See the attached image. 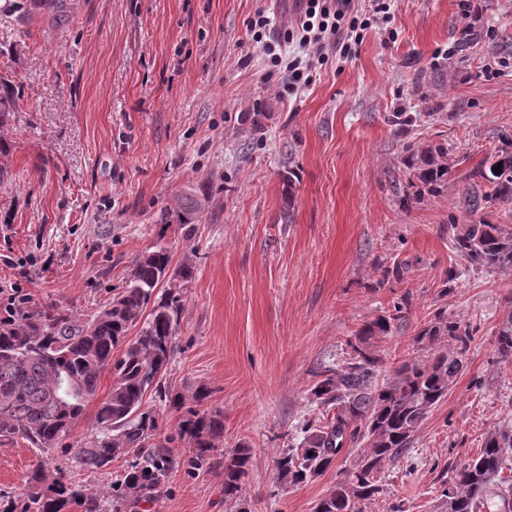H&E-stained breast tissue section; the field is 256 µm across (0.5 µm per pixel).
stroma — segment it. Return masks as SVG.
<instances>
[{
  "label": "stroma",
  "instance_id": "stroma-1",
  "mask_svg": "<svg viewBox=\"0 0 512 512\" xmlns=\"http://www.w3.org/2000/svg\"><path fill=\"white\" fill-rule=\"evenodd\" d=\"M22 2L0 14V76L19 104L0 161V303L19 292L87 323L158 242L172 269L193 272L165 383L206 391L224 437L199 470L175 439L178 467L135 512H311L357 450L290 487L275 460L318 415V372L346 361L357 331L401 300L405 321L371 341L382 380L429 355L413 337L436 309L470 324L473 340L413 451L382 468L368 512H444L453 469L512 425V365L495 353L512 269L470 267L449 225L466 214L468 172L512 130V0H392L358 56L330 57L290 97L250 29L261 8L287 22L280 0ZM393 112L421 118L394 126ZM440 142L448 186L416 194L406 148ZM189 209L187 231L176 216ZM112 381L103 372L50 478L104 492L121 479L131 455L101 471L71 455ZM241 446L253 466L228 501L224 458ZM40 459L23 440L0 444V490L23 492Z\"/></svg>",
  "mask_w": 512,
  "mask_h": 512
}]
</instances>
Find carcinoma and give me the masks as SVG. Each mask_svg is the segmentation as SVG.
Masks as SVG:
<instances>
[{
	"label": "carcinoma",
	"instance_id": "obj_1",
	"mask_svg": "<svg viewBox=\"0 0 512 512\" xmlns=\"http://www.w3.org/2000/svg\"><path fill=\"white\" fill-rule=\"evenodd\" d=\"M17 111V99L0 77V128ZM499 142L471 174L473 213L512 203V133L499 134ZM497 165L499 172L494 170ZM408 166L415 185L433 196L448 185V147L443 144L411 152ZM454 249L470 266L512 269V228L483 217L472 219L454 237ZM170 262L168 248L158 244L137 254L122 290L82 326L18 292L0 306V442L20 438L50 456L95 396L102 372L110 369L113 383L98 407L96 433L73 449V458L83 469L101 470L121 454L135 455L112 486L109 502L74 482L58 479L45 485L46 468L39 466L26 478L25 497L0 493V512H127L164 485L176 464L168 451L175 439L187 440L192 466L209 461L224 437V415L197 409L206 398L202 392L188 399L162 385L176 349L183 290L192 277L191 269L184 267L176 272L180 283L156 295ZM393 308L358 331L355 342L349 343L353 354L348 362L319 373L312 394L324 413L335 414L318 423L305 422L300 447L285 449L276 461L279 482L294 486L327 471L346 446L363 442L355 467L339 473L336 485L313 512H364L363 507L376 501L382 467L410 453L423 421L447 395L470 348V328L449 319L447 309L441 308L417 331L416 341H446L451 353L407 362L397 370L395 381L376 384L382 360L367 344L405 320V305L396 302ZM138 324V336L128 339ZM496 352L499 360L512 361V313L497 331ZM66 375L73 378L75 391L61 405L53 391ZM149 391L181 413L176 434L161 436L157 412L143 405ZM251 466L247 448L224 459V499L237 497ZM506 469L512 471V427H499L487 434L477 456L454 470L445 492L447 512H512V475L502 477Z\"/></svg>",
	"mask_w": 512,
	"mask_h": 512
}]
</instances>
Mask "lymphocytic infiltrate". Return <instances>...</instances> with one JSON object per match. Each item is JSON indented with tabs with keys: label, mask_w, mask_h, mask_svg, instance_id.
Returning <instances> with one entry per match:
<instances>
[{
	"label": "lymphocytic infiltrate",
	"mask_w": 512,
	"mask_h": 512,
	"mask_svg": "<svg viewBox=\"0 0 512 512\" xmlns=\"http://www.w3.org/2000/svg\"><path fill=\"white\" fill-rule=\"evenodd\" d=\"M369 4L372 16L387 13L385 0H306L299 20L277 28L274 14L258 10L251 27L274 66L283 72V86L297 94L312 82V71L328 53L355 56L363 42L367 21L360 8Z\"/></svg>",
	"instance_id": "lymphocytic-infiltrate-1"
}]
</instances>
